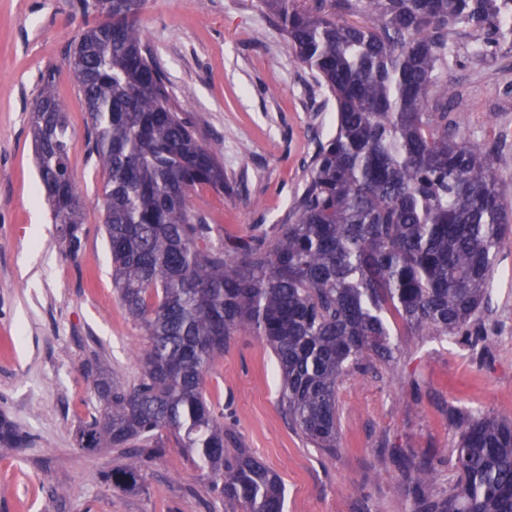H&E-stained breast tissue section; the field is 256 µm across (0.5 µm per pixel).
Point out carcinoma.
Here are the masks:
<instances>
[{
	"label": "carcinoma",
	"mask_w": 512,
	"mask_h": 512,
	"mask_svg": "<svg viewBox=\"0 0 512 512\" xmlns=\"http://www.w3.org/2000/svg\"><path fill=\"white\" fill-rule=\"evenodd\" d=\"M259 2L336 103V130L318 142L270 237L216 240L208 216L190 207L199 187L224 193V165L168 93L138 21L143 0H112V20L86 25L73 49L89 154L107 175L112 285L145 335L135 382L95 373L97 407L78 445L120 451L126 462L106 478L137 489L166 435L224 503L283 512L280 476L224 429L206 372L232 337L264 340L280 371L284 416L334 453L338 385L365 362L393 358L390 319L422 340L478 331L512 210L491 151L448 122L456 95L448 60L461 27L484 34L474 51L482 59L512 42V0ZM31 126L46 200L75 254L80 197L69 123L49 73ZM451 415L459 479L434 494V460L406 469L410 512H512V416ZM28 442L0 416V448Z\"/></svg>",
	"instance_id": "1"
}]
</instances>
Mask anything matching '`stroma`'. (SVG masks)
<instances>
[{
  "mask_svg": "<svg viewBox=\"0 0 512 512\" xmlns=\"http://www.w3.org/2000/svg\"><path fill=\"white\" fill-rule=\"evenodd\" d=\"M78 0H0V413L30 436L0 449V512H224L207 479L175 445L147 468L143 489L113 488L117 452L79 448L96 402L88 367L131 382L144 336L112 287L101 208L104 175L88 154L87 115L69 54L89 17ZM146 40L175 102L200 138L219 147L228 186L200 190L192 207L226 232L271 227L290 208L317 141L336 126V104L313 94L309 70L288 50L257 0H144ZM448 66L457 92L449 119L491 149L503 202L512 207V46L480 60L457 29ZM55 91L72 133L71 176L83 199V240L71 254L52 218L34 159L30 116L40 77ZM486 339L414 336L398 327L391 362H373L338 388L335 453L313 448L280 409L273 353L255 336L230 339L206 375L224 426L278 473L285 512H409L401 471L375 467L383 442L408 464L454 448L450 408L512 414V239L497 259L480 315ZM417 380L418 398L406 392Z\"/></svg>",
  "mask_w": 512,
  "mask_h": 512,
  "instance_id": "1",
  "label": "stroma"
}]
</instances>
